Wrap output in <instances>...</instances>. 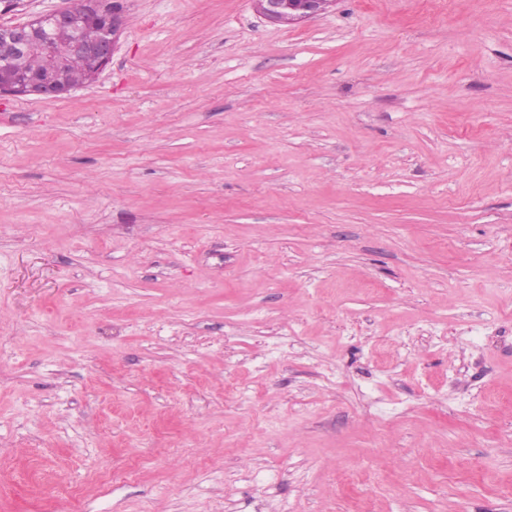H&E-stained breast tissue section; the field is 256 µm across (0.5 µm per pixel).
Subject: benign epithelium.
Instances as JSON below:
<instances>
[{"instance_id": "benign-epithelium-1", "label": "benign epithelium", "mask_w": 512, "mask_h": 512, "mask_svg": "<svg viewBox=\"0 0 512 512\" xmlns=\"http://www.w3.org/2000/svg\"><path fill=\"white\" fill-rule=\"evenodd\" d=\"M262 14L269 20L291 25L322 13L335 0H253ZM88 23L101 28L99 39L88 42L79 36L71 39L67 55L58 53L56 35L69 33ZM124 26L123 13L109 9L105 0H73V5L60 11L32 15L17 24H0V57L31 50L39 51L46 60L43 69L20 76L11 84H0V93L13 95H41L59 97L67 94L72 87L59 83V72L72 57L84 61L95 74L102 73L112 61L117 38Z\"/></svg>"}]
</instances>
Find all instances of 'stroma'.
<instances>
[{"instance_id": "obj_1", "label": "stroma", "mask_w": 512, "mask_h": 512, "mask_svg": "<svg viewBox=\"0 0 512 512\" xmlns=\"http://www.w3.org/2000/svg\"><path fill=\"white\" fill-rule=\"evenodd\" d=\"M0 94V512H512V0H118ZM272 22L291 25L322 13L335 0H253Z\"/></svg>"}]
</instances>
